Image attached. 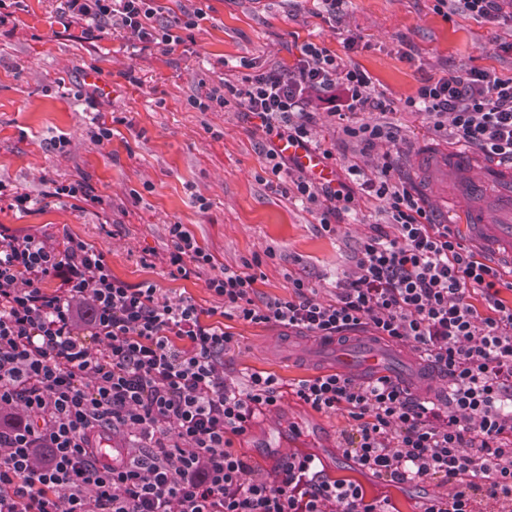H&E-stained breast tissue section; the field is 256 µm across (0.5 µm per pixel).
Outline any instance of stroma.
<instances>
[{"label":"stroma","mask_w":512,"mask_h":512,"mask_svg":"<svg viewBox=\"0 0 512 512\" xmlns=\"http://www.w3.org/2000/svg\"><path fill=\"white\" fill-rule=\"evenodd\" d=\"M163 20H204L180 29L171 51H140L122 33L81 39L62 12L63 0H24L15 26L0 35V182L27 193L26 211L0 202V227L39 232L58 246L68 238L101 250L114 277L131 285L154 282L170 300L190 297L202 309L221 308L207 287L210 270L188 279L169 276L171 225L180 224L212 255L216 267L241 269L260 256L255 284L261 299L286 298L300 278L318 298L330 299L338 275L354 272L355 250L380 216L357 198L353 211L324 231L319 215L269 183L265 146L235 105L201 111L197 103L225 83L274 66L291 68L302 43L320 44L372 76L391 104L385 121L410 144L402 174L419 187L435 184L430 201L451 215L460 199L455 175L417 167L430 138L424 115L403 102L425 79L466 69L512 76V27L454 12L439 14L436 0H343L328 12L322 0H157ZM118 116L112 138H90L98 117ZM313 134L334 152L336 172L357 162L373 173L378 155L354 143L336 145L335 122L319 114ZM64 149H57V142ZM82 182L99 203L72 205L51 197L53 183ZM237 344L224 356L236 387L255 371L294 383L336 366L318 343L282 335L280 328L225 320ZM351 419L321 413L293 397L260 415L232 445L261 470L308 450L335 478L387 495L398 512H419L435 482L393 486L359 470L340 451Z\"/></svg>","instance_id":"35a3bbf8"}]
</instances>
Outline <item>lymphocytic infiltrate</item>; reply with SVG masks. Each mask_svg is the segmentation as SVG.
Returning a JSON list of instances; mask_svg holds the SVG:
<instances>
[{
	"instance_id": "f902f5d3",
	"label": "lymphocytic infiltrate",
	"mask_w": 512,
	"mask_h": 512,
	"mask_svg": "<svg viewBox=\"0 0 512 512\" xmlns=\"http://www.w3.org/2000/svg\"><path fill=\"white\" fill-rule=\"evenodd\" d=\"M155 0H64L85 41L119 30L143 49L180 43L155 21ZM268 145V172L320 214L323 229L355 197L382 217L355 252L354 275L332 300L299 279L286 299L255 303L257 274L223 268L207 281L224 318L272 324L303 336L370 333L410 347L448 380L423 399L389 377L322 373L293 384L253 372L232 386L222 321H204L192 298L171 301L156 285L113 277L100 250L79 239L58 248L37 233L0 232V512H395L385 496L330 478L314 454H290L265 477L231 446L255 419L293 396L353 420L342 451L391 483L439 480L447 491L423 512H512V260L467 246L439 223L411 178L400 174L399 131L371 78L308 42L296 66L246 75L231 89ZM326 104L361 154L381 151L374 177L358 163L320 181L286 144L332 159L312 136V102ZM405 110L433 134L512 161V77L469 68L427 79ZM170 274L199 275L212 258L182 225L170 227ZM56 288L46 289V280ZM130 453L101 465L107 437Z\"/></svg>"
}]
</instances>
